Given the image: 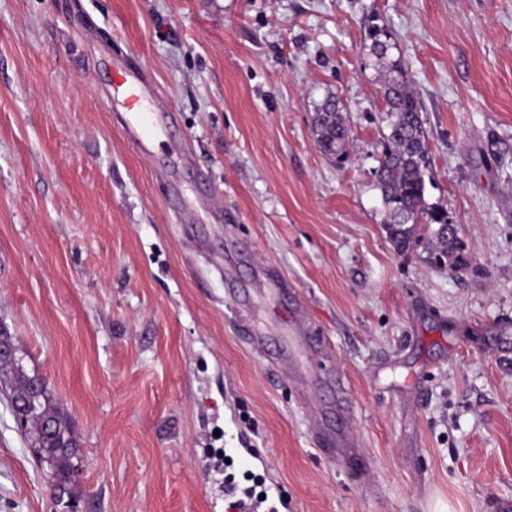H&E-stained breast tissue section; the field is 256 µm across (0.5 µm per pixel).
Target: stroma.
I'll return each instance as SVG.
<instances>
[{
  "instance_id": "35a3bbf8",
  "label": "stroma",
  "mask_w": 512,
  "mask_h": 512,
  "mask_svg": "<svg viewBox=\"0 0 512 512\" xmlns=\"http://www.w3.org/2000/svg\"><path fill=\"white\" fill-rule=\"evenodd\" d=\"M372 24L466 267L384 229ZM116 59L176 117L151 154L122 134ZM331 95L341 165L312 129ZM261 266L326 343L317 408L244 338L279 320L231 301ZM1 330L77 437L79 512H227L228 477L288 512H512V0H0ZM319 411L365 470L322 448ZM0 512H55L1 391Z\"/></svg>"
}]
</instances>
